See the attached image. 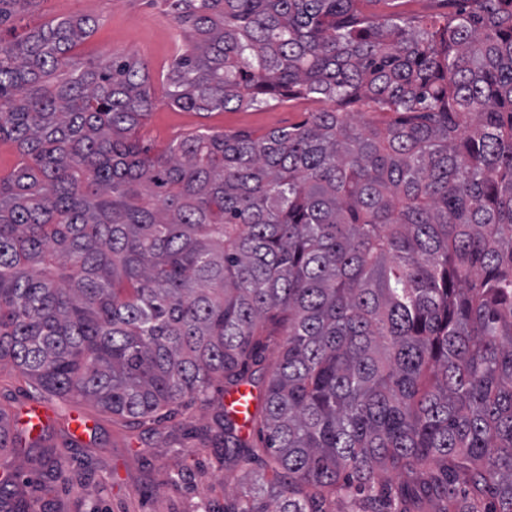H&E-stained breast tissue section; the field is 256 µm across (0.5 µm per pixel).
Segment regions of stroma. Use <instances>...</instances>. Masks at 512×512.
Masks as SVG:
<instances>
[{"label": "stroma", "mask_w": 512, "mask_h": 512, "mask_svg": "<svg viewBox=\"0 0 512 512\" xmlns=\"http://www.w3.org/2000/svg\"><path fill=\"white\" fill-rule=\"evenodd\" d=\"M366 9L379 16L396 14L414 25L451 11L446 0H371ZM85 14L99 17L101 24L79 47L80 57L130 55L150 69V92L157 106L142 130V143L151 149H162L201 128L260 135L298 124L320 107L313 99L205 115L170 107L164 100L166 74L189 39L167 15L162 0H38L23 21L35 25ZM222 402L219 395L208 407L185 401L159 434L144 439L111 415L48 397L12 365L0 366V405L13 414L24 415L29 406L41 404L48 407L50 420L81 413L91 422V433L78 447L65 445L56 435L50 440L64 479L44 480L39 461L28 450L13 456L12 467L23 478L22 491L39 500L45 512H222L225 498L238 488L239 472L225 468L223 449L199 434L201 427L213 425ZM85 469L94 473L92 484L69 481V474Z\"/></svg>", "instance_id": "obj_1"}]
</instances>
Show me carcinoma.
I'll use <instances>...</instances> for the list:
<instances>
[{
	"instance_id": "1",
	"label": "carcinoma",
	"mask_w": 512,
	"mask_h": 512,
	"mask_svg": "<svg viewBox=\"0 0 512 512\" xmlns=\"http://www.w3.org/2000/svg\"><path fill=\"white\" fill-rule=\"evenodd\" d=\"M168 2L192 36L169 106H329L152 154L148 65L74 53L99 19L1 45L0 365L155 433L218 377L257 391L269 472L224 512H382L388 468L432 512H512V0L417 27L371 0ZM34 3L0 0V27ZM9 418L0 463L25 434L50 461ZM217 423L250 464L233 409ZM0 512H36L10 476Z\"/></svg>"
}]
</instances>
